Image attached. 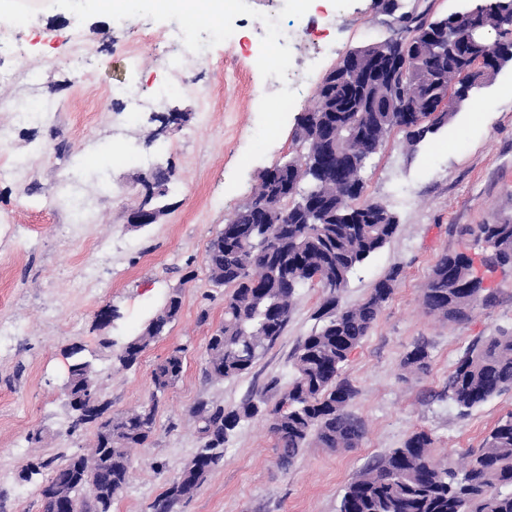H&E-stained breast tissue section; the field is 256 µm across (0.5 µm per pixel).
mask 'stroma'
<instances>
[{
	"label": "stroma",
	"instance_id": "35a3bbf8",
	"mask_svg": "<svg viewBox=\"0 0 512 512\" xmlns=\"http://www.w3.org/2000/svg\"><path fill=\"white\" fill-rule=\"evenodd\" d=\"M285 0H252L245 18L226 13L239 40L226 46L185 15L155 11L139 0L133 11L103 17L66 0H26L23 15L0 18V97L14 105L44 100L50 119L22 122L0 111L11 128L0 143V168L24 164L23 178L0 177V226L21 224L37 237V249L0 236V319L16 334L11 352L0 354V512H43L44 475L19 478L36 457L63 462L87 453L95 430L69 432L64 386L77 346L89 360L112 413L135 409L153 390L154 367L174 348L184 350L180 380L161 395L156 430L131 452L130 477L112 512H153L152 505L196 454L200 442L192 407L201 400L232 408L259 396L276 401L271 384L295 376L296 351L317 326L323 290L298 289L283 333L245 374L224 381L204 372L209 336L224 320L229 291L207 279L205 251L226 218L247 202L264 170L302 151L296 118L314 101L326 72L354 48L394 37L393 17L374 0H324L312 18L297 17L286 36L298 92L288 111L269 104L276 95L251 48L265 30L270 10ZM189 30L209 43L206 60L177 51L169 36ZM177 56L183 84L165 100L156 89L170 79L160 65ZM82 59L79 69L69 58ZM145 100L138 120L125 121L114 87ZM493 112H485L486 104ZM188 112L180 129L160 131L158 117L172 108ZM121 140L129 158L110 145ZM52 143L57 154L44 156ZM172 166L175 189L160 223L133 230L129 209L138 202L136 176ZM77 184L69 201L46 195L62 173ZM363 197L384 204L397 218L393 237L351 274L341 306L365 300L392 270L400 275L391 298L353 350L343 374L358 390L350 410L366 433L358 446L304 449L288 468L278 464L275 440L264 418L241 423L224 445V463L193 497L172 512H339L346 486L373 457L401 447L427 431L437 461H457L480 447L497 423L512 414V391L460 415L447 394L448 376L473 342L499 329L512 331V266H494L479 237L483 224H512V62L458 105L454 117L416 145L392 131L363 174ZM84 227L71 239L66 225ZM471 259L483 281L485 301L465 320L430 314L422 294L442 255ZM112 275L98 288L82 276L88 266ZM182 291V308L167 333L131 369H120L106 340L136 335L164 306L171 289ZM119 316L103 325L105 306ZM429 345L427 373L401 367L415 342ZM43 440L28 442L29 433Z\"/></svg>",
	"mask_w": 512,
	"mask_h": 512
}]
</instances>
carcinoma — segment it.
Segmentation results:
<instances>
[{
    "instance_id": "obj_1",
    "label": "carcinoma",
    "mask_w": 512,
    "mask_h": 512,
    "mask_svg": "<svg viewBox=\"0 0 512 512\" xmlns=\"http://www.w3.org/2000/svg\"><path fill=\"white\" fill-rule=\"evenodd\" d=\"M512 17V0H482L474 8L443 17L404 12L402 22L416 31L447 43L438 51L427 50L409 63L392 94L398 103L424 105L427 98L448 91L465 101L471 85L463 67L482 58L494 60L497 53L484 47L482 37L496 31ZM499 59V58H497ZM512 59L502 57L500 65ZM358 91L341 71L315 92V101L299 117L296 139L308 142L312 128L321 124L341 129L336 148L349 141L360 125L384 138L391 130L385 112H361ZM439 114L432 125L413 126L414 141L435 133L452 118ZM315 187L313 199L328 219L320 222L297 215L287 204L285 192L297 177ZM155 185L156 202L170 193L173 170L157 168L141 176ZM349 176L336 180V160L321 173L301 174L282 163L260 175L249 201L227 219L224 238L209 242L205 263L212 284L231 289L224 304V322L206 344L205 371L214 380H230L249 371L281 335L288 323L293 300L302 285L319 281L331 289L324 293L318 318L324 323L313 329L298 347L293 381L274 405L260 397L225 409L212 401H199L191 409L198 423L201 442L191 463L173 480L152 505L153 512H171L190 498L206 477L224 462V443L241 423L263 417L276 440L278 462L292 465L297 455L315 444L322 448H348L360 441L364 423L349 412L357 389L342 376L349 353L360 344L393 293L400 271L395 269L379 281L363 302L339 307V294L350 275L378 252L398 228L396 216L374 200L357 202L358 195L346 189ZM480 233L493 250L494 262L512 265V224H483ZM482 288L470 278L469 259L442 256L432 270L422 295L427 312L448 320H461L478 300ZM181 292L153 317L141 333L130 337L115 352L123 368L132 367L152 342L177 320ZM184 349H173L152 371V384L160 392L174 386L183 373ZM426 343L409 349L402 365L413 373L429 368ZM512 389V332L499 330L465 350L448 376V399L460 414ZM158 399L150 396L139 409L112 416V422L95 427V446L87 455H74L58 466L47 460L28 471L36 474L52 468L40 487L44 512H57L60 487L79 491L93 486L97 512H112L129 481L130 449L144 445L155 431ZM431 435L420 430L393 448L373 458L346 486L339 512H512V414L499 422L481 447L469 450L459 468L436 462L430 455Z\"/></svg>"
}]
</instances>
